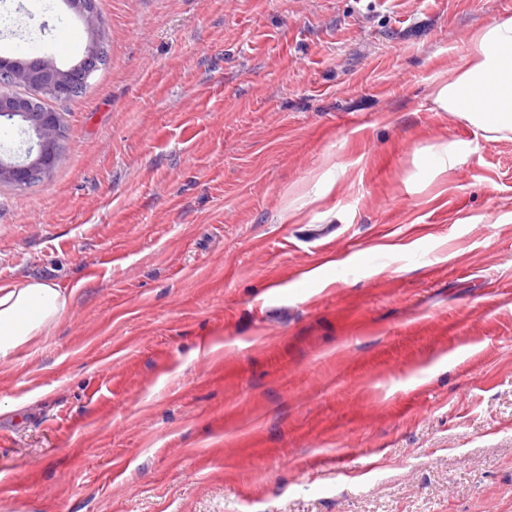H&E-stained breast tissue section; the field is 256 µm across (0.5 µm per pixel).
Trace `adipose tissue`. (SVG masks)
<instances>
[{
  "mask_svg": "<svg viewBox=\"0 0 512 512\" xmlns=\"http://www.w3.org/2000/svg\"><path fill=\"white\" fill-rule=\"evenodd\" d=\"M431 97L438 110L481 131L512 134V16L493 18L471 33L462 68L438 77ZM70 301L50 281L0 283V361L47 333Z\"/></svg>",
  "mask_w": 512,
  "mask_h": 512,
  "instance_id": "ef3b65f1",
  "label": "adipose tissue"
}]
</instances>
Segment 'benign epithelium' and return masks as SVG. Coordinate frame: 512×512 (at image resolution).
I'll list each match as a JSON object with an SVG mask.
<instances>
[{"mask_svg": "<svg viewBox=\"0 0 512 512\" xmlns=\"http://www.w3.org/2000/svg\"><path fill=\"white\" fill-rule=\"evenodd\" d=\"M94 66H73L63 70L44 58L15 62L0 71L16 84L38 87L57 101L72 96L77 86L87 85ZM15 119L26 123L37 139V150H28L26 159L19 162L7 154H0V184H23L36 173H51L56 160V146L61 136V119L55 111L36 109L26 98L0 94V120Z\"/></svg>", "mask_w": 512, "mask_h": 512, "instance_id": "obj_1", "label": "benign epithelium"}]
</instances>
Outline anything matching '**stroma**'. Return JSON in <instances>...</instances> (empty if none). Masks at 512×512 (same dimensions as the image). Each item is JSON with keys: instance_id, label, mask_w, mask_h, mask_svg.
Listing matches in <instances>:
<instances>
[{"instance_id": "1", "label": "stroma", "mask_w": 512, "mask_h": 512, "mask_svg": "<svg viewBox=\"0 0 512 512\" xmlns=\"http://www.w3.org/2000/svg\"><path fill=\"white\" fill-rule=\"evenodd\" d=\"M0 6V57L94 35ZM96 7L0 184V282L71 295L0 362V512H512V134L430 97L512 0ZM2 119H15L26 123L37 139V150L27 151L23 162L12 156L0 154V184H23L36 173L50 174L57 160L56 146L61 136V119L55 111L36 109L26 98L0 94V123ZM39 181L35 178L30 182Z\"/></svg>"}]
</instances>
